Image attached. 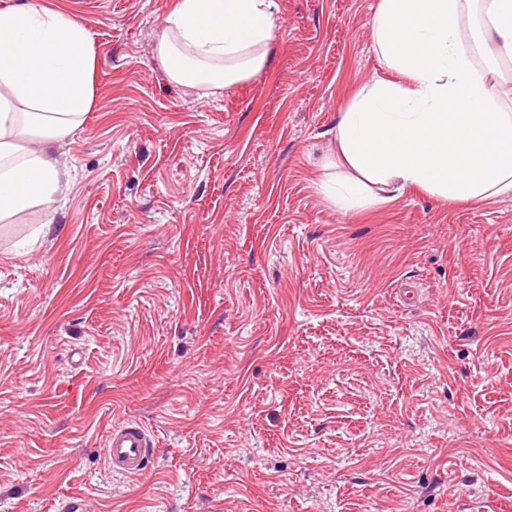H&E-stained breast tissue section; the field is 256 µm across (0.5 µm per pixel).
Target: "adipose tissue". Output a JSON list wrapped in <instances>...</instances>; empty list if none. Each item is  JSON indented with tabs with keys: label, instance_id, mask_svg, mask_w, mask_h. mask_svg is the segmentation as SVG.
I'll list each match as a JSON object with an SVG mask.
<instances>
[{
	"label": "adipose tissue",
	"instance_id": "ef3b65f1",
	"mask_svg": "<svg viewBox=\"0 0 512 512\" xmlns=\"http://www.w3.org/2000/svg\"><path fill=\"white\" fill-rule=\"evenodd\" d=\"M512 59V0H379L377 55L400 82L363 86L336 124L337 154L357 173L320 192L348 211L378 204L369 186H415L446 201L512 195V113L463 46L467 27ZM277 37L273 0H176L157 56L176 84L221 90L264 63ZM95 55L69 13L29 4L0 13V222L52 210L63 173L49 145L84 122Z\"/></svg>",
	"mask_w": 512,
	"mask_h": 512
}]
</instances>
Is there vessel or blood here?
<instances>
[{
	"label": "vessel or blood",
	"mask_w": 512,
	"mask_h": 512,
	"mask_svg": "<svg viewBox=\"0 0 512 512\" xmlns=\"http://www.w3.org/2000/svg\"><path fill=\"white\" fill-rule=\"evenodd\" d=\"M153 452L151 434L137 422L114 426L108 434L106 460L116 473L127 477L144 475Z\"/></svg>",
	"instance_id": "vessel-or-blood-1"
}]
</instances>
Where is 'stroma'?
<instances>
[{
    "label": "stroma",
    "mask_w": 512,
    "mask_h": 512,
    "mask_svg": "<svg viewBox=\"0 0 512 512\" xmlns=\"http://www.w3.org/2000/svg\"><path fill=\"white\" fill-rule=\"evenodd\" d=\"M84 25L95 100L53 223H0V512H512V196L318 191L379 0H273L219 91L154 47L175 0H40ZM155 442L112 472L113 425ZM107 447L109 467L127 477L144 475L149 457L154 452L151 434L134 421L114 426L108 434Z\"/></svg>",
    "instance_id": "obj_1"
}]
</instances>
